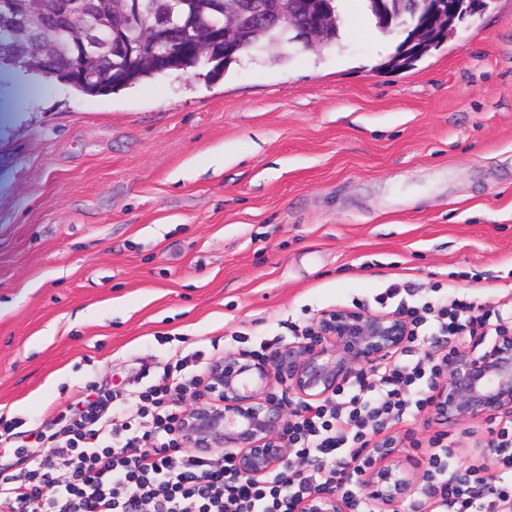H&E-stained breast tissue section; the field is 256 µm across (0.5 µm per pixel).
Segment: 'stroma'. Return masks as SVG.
<instances>
[{
	"mask_svg": "<svg viewBox=\"0 0 512 512\" xmlns=\"http://www.w3.org/2000/svg\"><path fill=\"white\" fill-rule=\"evenodd\" d=\"M401 37L246 56L104 96L0 79V469L204 351L293 341L390 284L512 302V0L408 70ZM405 41V40H404ZM404 41L400 43L398 46L396 53L389 57L386 61L378 65L380 71H389V72H395V71H401L410 68L413 66V64L420 60L422 57L427 55L431 49L436 48L442 40H440L439 43L435 44L434 46H424L421 48L419 53L416 56H413L409 60L406 61V58H403V47H404Z\"/></svg>",
	"mask_w": 512,
	"mask_h": 512,
	"instance_id": "obj_1",
	"label": "stroma"
}]
</instances>
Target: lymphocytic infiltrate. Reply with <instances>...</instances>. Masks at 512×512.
<instances>
[{"mask_svg": "<svg viewBox=\"0 0 512 512\" xmlns=\"http://www.w3.org/2000/svg\"><path fill=\"white\" fill-rule=\"evenodd\" d=\"M376 302L408 319V342L392 362L354 375L331 402L295 410L288 439L308 470L248 483L229 459L184 452L180 412L170 399L177 385L164 376L125 405L123 423L106 415L114 394H100L46 434L54 448L48 458H33L21 474L0 469V512H297L302 499L327 486L353 497L362 475L400 446L426 459L431 512H512V484L490 476L489 463L455 466L450 431L426 442L411 428L399 437L388 433L431 410L444 359L427 355L426 345L495 335L499 309L453 291L422 301L394 284Z\"/></svg>", "mask_w": 512, "mask_h": 512, "instance_id": "f902f5d3", "label": "lymphocytic infiltrate"}]
</instances>
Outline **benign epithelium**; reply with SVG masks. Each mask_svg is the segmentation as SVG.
Wrapping results in <instances>:
<instances>
[{"mask_svg":"<svg viewBox=\"0 0 512 512\" xmlns=\"http://www.w3.org/2000/svg\"><path fill=\"white\" fill-rule=\"evenodd\" d=\"M280 0H256L255 15L281 20ZM481 11V0H462L448 14V35L457 28L459 10ZM109 24L98 0H0V30L13 34L2 45L22 59L57 62L54 37L62 28L83 32L80 47L88 58L126 53L122 41L105 42L101 27ZM327 21L317 16L297 22L288 7V25L298 42L327 46ZM162 22L140 50L154 60L170 54L159 50ZM406 319L394 312L338 306L322 311L310 337L283 344L267 357L231 352L214 361L179 416L181 447L198 452L217 450L230 458L239 475L260 481L294 464L288 447L292 411L305 403L327 401L336 389L361 370H374L407 343ZM284 388L277 396L274 386ZM512 413V330L501 329L476 351L458 346L448 358L435 391L433 415L450 426L467 425L497 414ZM420 476L398 463L380 461L362 478L366 498L375 506L398 512ZM299 512H352L349 499L333 489L303 499Z\"/></svg>","mask_w":512,"mask_h":512,"instance_id":"obj_1","label":"benign epithelium"}]
</instances>
